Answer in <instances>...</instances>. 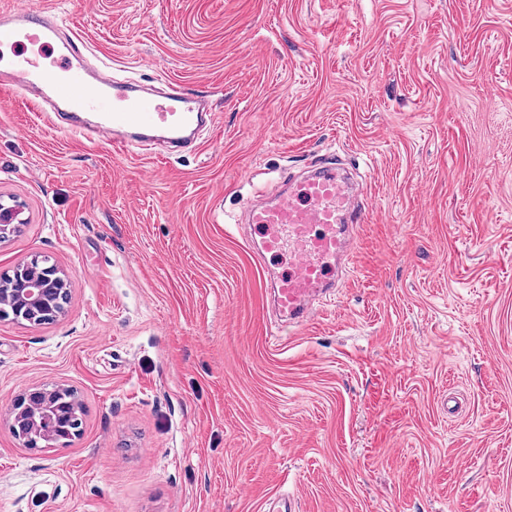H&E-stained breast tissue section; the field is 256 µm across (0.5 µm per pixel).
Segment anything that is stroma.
Masks as SVG:
<instances>
[{
    "label": "stroma",
    "mask_w": 512,
    "mask_h": 512,
    "mask_svg": "<svg viewBox=\"0 0 512 512\" xmlns=\"http://www.w3.org/2000/svg\"><path fill=\"white\" fill-rule=\"evenodd\" d=\"M22 1L216 124L117 158L0 93V274H71L55 322L0 319V512H512V0ZM331 154L368 219L285 336L235 217ZM46 383L80 432L27 448L5 415Z\"/></svg>",
    "instance_id": "1"
}]
</instances>
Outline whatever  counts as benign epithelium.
Masks as SVG:
<instances>
[{
  "mask_svg": "<svg viewBox=\"0 0 512 512\" xmlns=\"http://www.w3.org/2000/svg\"><path fill=\"white\" fill-rule=\"evenodd\" d=\"M20 206H0V233L6 234L24 223ZM14 277L25 287L0 285V317L24 320L29 323L51 315L66 313L70 275L54 265L31 269L27 262L19 263ZM59 385H42L20 395L12 405L8 422L14 436L24 445L36 447L41 443L67 442L79 432L80 412L72 408L62 412L51 402Z\"/></svg>",
  "mask_w": 512,
  "mask_h": 512,
  "instance_id": "7a95c632",
  "label": "benign epithelium"
}]
</instances>
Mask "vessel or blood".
<instances>
[{
  "mask_svg": "<svg viewBox=\"0 0 512 512\" xmlns=\"http://www.w3.org/2000/svg\"><path fill=\"white\" fill-rule=\"evenodd\" d=\"M0 91L24 98L57 128L87 142L107 141L128 154L150 142L167 150L189 147L199 128L214 124L205 96L161 81L148 88L113 77L110 67L91 63L81 35L65 20L35 7L0 11ZM368 216L351 174L331 159L290 177L280 190L253 204L243 217L251 230L250 254L265 265L290 255L275 281L276 303L285 328H298L319 312L318 301L342 287L355 234Z\"/></svg>",
  "mask_w": 512,
  "mask_h": 512,
  "instance_id": "b4317fda",
  "label": "vessel or blood"
}]
</instances>
